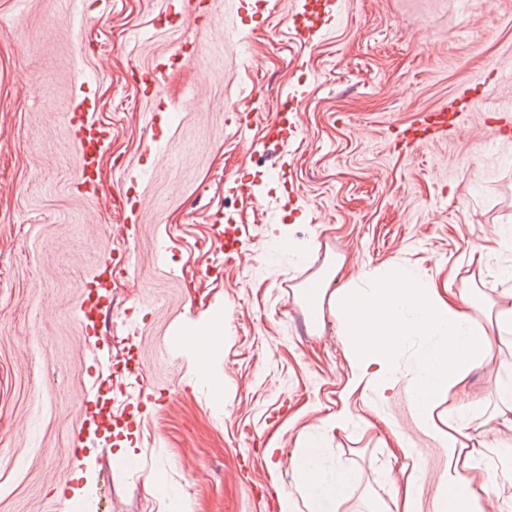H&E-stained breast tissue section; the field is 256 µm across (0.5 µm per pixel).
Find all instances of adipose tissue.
<instances>
[{"mask_svg": "<svg viewBox=\"0 0 512 512\" xmlns=\"http://www.w3.org/2000/svg\"><path fill=\"white\" fill-rule=\"evenodd\" d=\"M332 274L309 279L300 290L313 320L331 314L344 328L352 371V388L369 389L387 400L397 380L393 366L402 349L417 343L410 398L421 429L445 456L433 512H490L489 486L477 487L467 476L485 458L469 446L463 431L467 405L461 399L471 371L494 356L480 325L487 311L472 290L438 287L409 266L393 265L366 275L346 288L332 287ZM450 394L447 410L437 408L440 395ZM352 420L342 410L326 420L320 433L308 437L295 462V478L279 495L280 512H341L352 477L338 467L323 442ZM396 444L411 460L410 473L394 481L395 512H420L422 466L409 438L396 434Z\"/></svg>", "mask_w": 512, "mask_h": 512, "instance_id": "obj_1", "label": "adipose tissue"}]
</instances>
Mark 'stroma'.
<instances>
[{
  "instance_id": "35a3bbf8",
  "label": "stroma",
  "mask_w": 512,
  "mask_h": 512,
  "mask_svg": "<svg viewBox=\"0 0 512 512\" xmlns=\"http://www.w3.org/2000/svg\"><path fill=\"white\" fill-rule=\"evenodd\" d=\"M305 2L87 0L79 25L65 0H0V512H172L144 483L157 469L194 512H279L302 440L342 409L354 421L328 448L354 474L344 512L391 506L397 431L431 512L444 457L416 425L414 346L388 400L350 391L339 324H313L299 289L338 258L337 286L405 264L496 309L512 252L472 248L512 221V132L488 123L512 121V0H337L307 41ZM84 98L110 132L99 203L75 177ZM441 109L446 133L395 147ZM282 110L297 131L274 143L263 120ZM277 235L304 260H273ZM92 289L110 305L99 341L76 307ZM217 316L213 394L163 346ZM495 362L467 390L466 432L488 447L477 485L512 474L493 447L512 438L497 373L512 348ZM104 406L118 435L71 457ZM118 437L137 459L113 458Z\"/></svg>"
}]
</instances>
